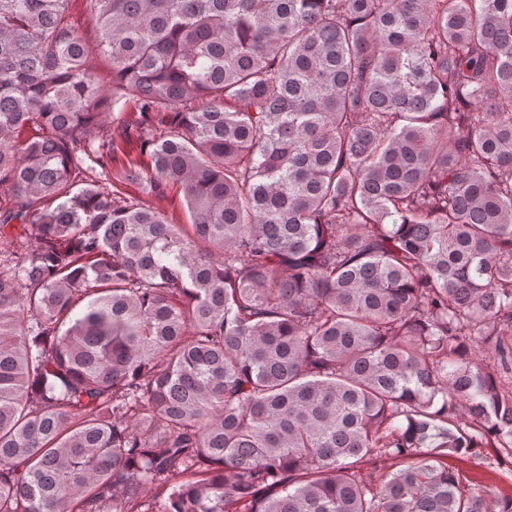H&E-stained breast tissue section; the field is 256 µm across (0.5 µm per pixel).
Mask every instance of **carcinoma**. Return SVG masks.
Listing matches in <instances>:
<instances>
[{"label":"carcinoma","mask_w":512,"mask_h":512,"mask_svg":"<svg viewBox=\"0 0 512 512\" xmlns=\"http://www.w3.org/2000/svg\"><path fill=\"white\" fill-rule=\"evenodd\" d=\"M69 2L0 0V512H512L447 463L512 457V0H90L104 72ZM114 114L119 116L121 120L112 124L111 132L112 135L116 138L117 142H123L127 152L130 153L131 158H136L139 156V143L137 140V136L133 129L130 130L129 141H127L124 136L121 134L120 122L124 121L125 124H129V127L134 128L135 121L137 118V114L133 111V107L130 104L125 105L124 109H122V103L116 105L114 107ZM120 191L131 200H143L164 213L173 224H188L189 214L182 194L176 188L168 187L162 194L146 195L140 186L122 185Z\"/></svg>","instance_id":"1"}]
</instances>
